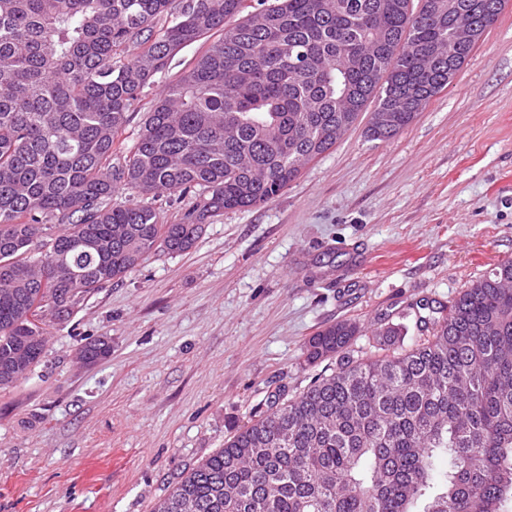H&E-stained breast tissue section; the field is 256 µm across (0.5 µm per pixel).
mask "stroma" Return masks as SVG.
Returning <instances> with one entry per match:
<instances>
[{
	"mask_svg": "<svg viewBox=\"0 0 512 512\" xmlns=\"http://www.w3.org/2000/svg\"><path fill=\"white\" fill-rule=\"evenodd\" d=\"M144 89L129 131L199 55ZM368 113L279 195L208 218L195 245L151 252L46 328L34 372L0 389V512H153L272 395L307 388L323 327L422 321L512 258V0L451 84L394 139ZM104 337L110 353L77 350Z\"/></svg>",
	"mask_w": 512,
	"mask_h": 512,
	"instance_id": "stroma-1",
	"label": "stroma"
}]
</instances>
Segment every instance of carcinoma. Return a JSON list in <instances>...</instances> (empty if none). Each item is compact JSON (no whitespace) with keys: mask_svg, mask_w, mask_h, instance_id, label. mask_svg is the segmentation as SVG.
Wrapping results in <instances>:
<instances>
[{"mask_svg":"<svg viewBox=\"0 0 512 512\" xmlns=\"http://www.w3.org/2000/svg\"><path fill=\"white\" fill-rule=\"evenodd\" d=\"M0 0V388L34 371L45 330L157 249L182 253L224 210L264 203L367 103L388 141L442 92L504 0ZM204 49L156 98L144 88L186 46ZM142 196L203 189L181 222ZM406 348L383 324L365 357L344 320L304 344L336 369L274 401L153 512H506L512 503V259L473 282ZM111 346L86 344L91 363Z\"/></svg>","mask_w":512,"mask_h":512,"instance_id":"obj_1","label":"carcinoma"}]
</instances>
